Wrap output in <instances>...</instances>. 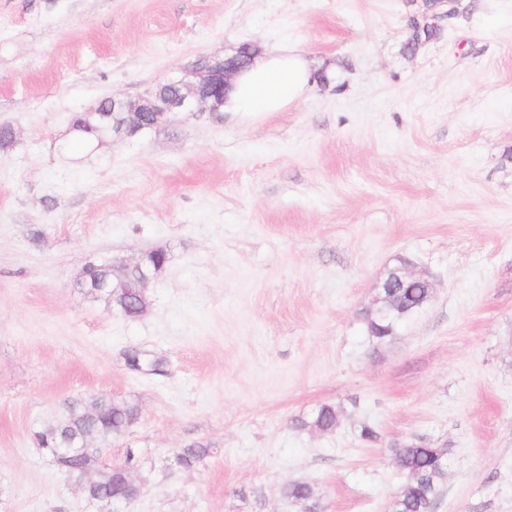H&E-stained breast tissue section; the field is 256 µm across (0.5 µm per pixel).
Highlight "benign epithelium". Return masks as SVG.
<instances>
[{"instance_id": "1", "label": "benign epithelium", "mask_w": 512, "mask_h": 512, "mask_svg": "<svg viewBox=\"0 0 512 512\" xmlns=\"http://www.w3.org/2000/svg\"><path fill=\"white\" fill-rule=\"evenodd\" d=\"M259 48L250 44L246 45L244 56H211L209 64L204 68H194L186 74L167 76L160 79L157 85L168 90L164 101L154 107L143 106L140 100L145 98L141 94L138 97L123 98L112 97V104L126 105L124 121L119 134L124 130L143 125L142 113L154 112V124L165 123L169 115L174 112H221L224 107V98L232 85L235 76L247 68L258 54ZM415 284H421L426 288H434L433 281L421 273L411 271V262L403 260V263L390 270L374 285V294L386 288H409Z\"/></svg>"}]
</instances>
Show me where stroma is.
I'll return each instance as SVG.
<instances>
[{
	"label": "stroma",
	"instance_id": "obj_1",
	"mask_svg": "<svg viewBox=\"0 0 512 512\" xmlns=\"http://www.w3.org/2000/svg\"><path fill=\"white\" fill-rule=\"evenodd\" d=\"M424 2L0 0V512H99L34 441L94 395L138 410L104 454L141 459L118 512H300L295 481L314 512H390L415 435L448 448L435 512H512V0H458L411 51ZM244 43L303 49L305 96L58 153L74 113ZM153 249L141 317L75 286ZM400 258L433 297L374 352L360 313ZM324 403L335 430L294 427ZM192 443L213 455L178 467ZM126 367L133 373L145 376H164L167 372V360L140 347H129L124 353Z\"/></svg>",
	"mask_w": 512,
	"mask_h": 512
}]
</instances>
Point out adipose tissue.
Wrapping results in <instances>:
<instances>
[{"mask_svg":"<svg viewBox=\"0 0 512 512\" xmlns=\"http://www.w3.org/2000/svg\"><path fill=\"white\" fill-rule=\"evenodd\" d=\"M313 71L299 48L266 49L254 63L236 76L224 100L230 113L281 112L295 105L308 91Z\"/></svg>","mask_w":512,"mask_h":512,"instance_id":"1","label":"adipose tissue"}]
</instances>
